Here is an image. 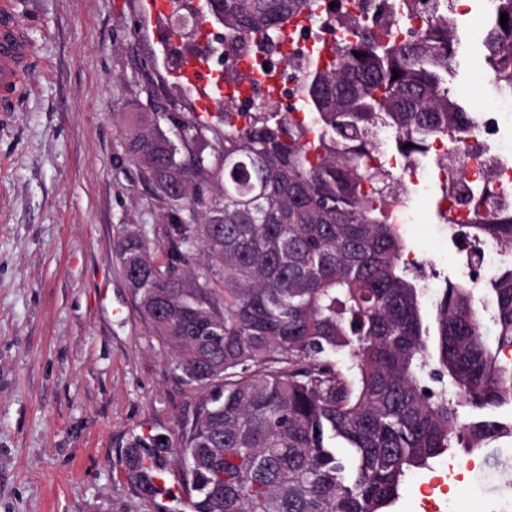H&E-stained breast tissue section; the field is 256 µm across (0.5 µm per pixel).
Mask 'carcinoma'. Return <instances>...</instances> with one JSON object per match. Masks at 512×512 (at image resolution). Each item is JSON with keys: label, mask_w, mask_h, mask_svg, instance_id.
<instances>
[{"label": "carcinoma", "mask_w": 512, "mask_h": 512, "mask_svg": "<svg viewBox=\"0 0 512 512\" xmlns=\"http://www.w3.org/2000/svg\"><path fill=\"white\" fill-rule=\"evenodd\" d=\"M334 2L341 50L324 65L319 48L308 54L288 112L251 76L248 93L233 97L255 108L246 118L138 112L125 138L169 215L159 243L141 227L114 241L127 287L175 351L180 379L214 387L180 448L187 512H391L409 471L501 438L492 413L512 408V358L500 357L512 347V260L482 297L447 279L434 312L424 310L385 194L400 177L365 161L377 124L404 159L472 136V115L448 83L471 45L440 19L374 33L367 16ZM486 2L481 52L503 91L512 88V0ZM219 8L224 32L262 40L328 6ZM470 234L512 253V217L489 214L458 231ZM170 455L158 438L128 448L126 473L145 496L167 492Z\"/></svg>", "instance_id": "1"}]
</instances>
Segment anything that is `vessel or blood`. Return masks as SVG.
Here are the masks:
<instances>
[{
  "mask_svg": "<svg viewBox=\"0 0 512 512\" xmlns=\"http://www.w3.org/2000/svg\"><path fill=\"white\" fill-rule=\"evenodd\" d=\"M26 31V20L17 12L14 0H0V112L14 111L20 97L30 90L26 75L32 45ZM177 74L196 89L199 111H212L218 92L206 59L186 56Z\"/></svg>",
  "mask_w": 512,
  "mask_h": 512,
  "instance_id": "vessel-or-blood-1",
  "label": "vessel or blood"
}]
</instances>
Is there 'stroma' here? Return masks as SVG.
I'll list each match as a JSON object with an SVG mask.
<instances>
[{"label": "stroma", "instance_id": "1", "mask_svg": "<svg viewBox=\"0 0 512 512\" xmlns=\"http://www.w3.org/2000/svg\"><path fill=\"white\" fill-rule=\"evenodd\" d=\"M34 53L31 93L0 115V512H183L127 478L135 439L180 448L209 390L188 386L135 308L113 243L123 226L148 231L167 211L124 151L139 111L140 53H161L137 0H16ZM482 109L496 91L479 57L453 81ZM401 225L407 258H427L423 284L465 281L464 245L448 235L439 185L409 188ZM512 438L472 457L489 474L472 497L451 449L406 477L397 512L421 506L418 485L446 469L455 512H512Z\"/></svg>", "mask_w": 512, "mask_h": 512}]
</instances>
